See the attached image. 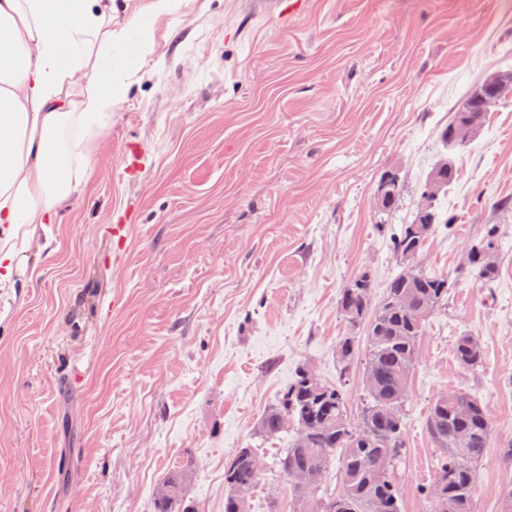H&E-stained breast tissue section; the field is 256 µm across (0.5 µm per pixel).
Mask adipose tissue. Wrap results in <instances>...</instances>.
I'll use <instances>...</instances> for the list:
<instances>
[{
    "label": "adipose tissue",
    "mask_w": 512,
    "mask_h": 512,
    "mask_svg": "<svg viewBox=\"0 0 512 512\" xmlns=\"http://www.w3.org/2000/svg\"><path fill=\"white\" fill-rule=\"evenodd\" d=\"M147 18L112 35V0H0V266L52 223L151 51Z\"/></svg>",
    "instance_id": "adipose-tissue-1"
}]
</instances>
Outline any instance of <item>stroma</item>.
<instances>
[{"label": "stroma", "instance_id": "obj_1", "mask_svg": "<svg viewBox=\"0 0 512 512\" xmlns=\"http://www.w3.org/2000/svg\"><path fill=\"white\" fill-rule=\"evenodd\" d=\"M152 51L97 139L84 181L23 243L0 281V512H155L187 472L199 512H224V463L259 448L250 512H293L272 463L288 434L255 425L303 364L337 376L353 329L341 288L376 293L405 264L392 226L450 161L438 225L416 265L447 275L428 320L394 470L402 512H429L441 456L432 400H478L492 439L476 512L512 490V102L463 149L439 134L483 79L512 69V0H303L281 17L257 0H170ZM401 185L380 227L382 185ZM127 225L124 249L112 226ZM500 227L498 275L462 273L484 225ZM482 365H459L458 334ZM455 355L458 363L463 368L476 370L483 362L484 351L477 338L468 334H461L456 339Z\"/></svg>", "mask_w": 512, "mask_h": 512}]
</instances>
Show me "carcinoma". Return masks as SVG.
Here are the masks:
<instances>
[{"mask_svg": "<svg viewBox=\"0 0 512 512\" xmlns=\"http://www.w3.org/2000/svg\"><path fill=\"white\" fill-rule=\"evenodd\" d=\"M427 219L401 225L391 236L392 253L401 260L422 251L436 224ZM499 227L488 224L480 241L467 251V271L490 283L497 266L487 253L497 250ZM448 277L407 266L375 298L371 277L363 275L340 290L337 308L354 328L366 330V346L356 336L337 345L338 378L334 383L301 366L274 404L263 413L256 435L261 440L293 433L274 467L288 484L295 512H401L391 469L405 447L404 408L415 365L422 320L448 304ZM364 354L366 391L357 419L348 415L343 384L359 354ZM458 363L469 370L481 366L480 341L461 334L455 343ZM427 428L441 457L427 491L430 512H476L474 488L478 466L489 447L492 423L482 405L465 392L438 395L430 404ZM339 459L341 489L317 491L332 460ZM257 449L239 448L224 465V512H249V501L261 478ZM185 476L172 474L160 487L156 512H197L187 501Z\"/></svg>", "mask_w": 512, "mask_h": 512, "instance_id": "cac0c4a2", "label": "carcinoma"}]
</instances>
